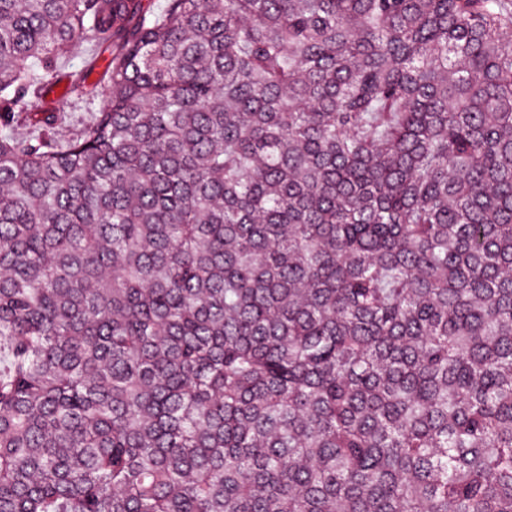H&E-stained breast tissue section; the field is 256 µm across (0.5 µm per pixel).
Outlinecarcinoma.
<instances>
[{"instance_id":"1","label":"carcinoma","mask_w":512,"mask_h":512,"mask_svg":"<svg viewBox=\"0 0 512 512\" xmlns=\"http://www.w3.org/2000/svg\"><path fill=\"white\" fill-rule=\"evenodd\" d=\"M509 26L0 0V512H512ZM94 44L89 41H82L78 49L73 47H65L61 50L59 65L65 70L79 69L86 57L93 54ZM38 104L43 108H55L62 116V125L57 130L61 139H67L90 118L97 102L69 93L62 81L47 88Z\"/></svg>"}]
</instances>
